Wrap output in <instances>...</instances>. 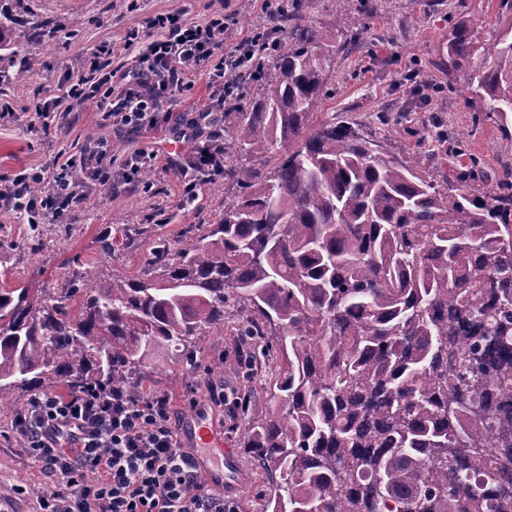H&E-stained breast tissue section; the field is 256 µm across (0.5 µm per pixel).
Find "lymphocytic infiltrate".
<instances>
[{"mask_svg":"<svg viewBox=\"0 0 512 512\" xmlns=\"http://www.w3.org/2000/svg\"><path fill=\"white\" fill-rule=\"evenodd\" d=\"M261 11L266 24L235 40L229 52L224 45L238 24L233 11L212 13L201 23L178 12L154 15L147 27L156 37L125 73L124 88L113 86L104 68L116 50H131L139 42L135 28L122 43L105 42L93 50L100 73L96 85L80 78L64 95L95 103L116 131L130 135L157 120L176 94L191 90L197 72H207L218 101L232 100L240 78L256 63L261 42L280 36L281 8L263 0ZM194 112L211 127L207 141L188 163L168 161L191 199L205 172L224 169L223 120L208 102ZM111 180L112 144L101 137L52 166L0 178V200L26 215L28 223L51 224L79 200L81 187ZM12 434L50 481L35 512H230L223 498L202 493L201 475L172 428L170 403L161 393L95 385L63 395L38 392Z\"/></svg>","mask_w":512,"mask_h":512,"instance_id":"1","label":"lymphocytic infiltrate"}]
</instances>
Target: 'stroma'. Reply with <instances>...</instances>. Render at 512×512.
Segmentation results:
<instances>
[{
	"label": "stroma",
	"mask_w": 512,
	"mask_h": 512,
	"mask_svg": "<svg viewBox=\"0 0 512 512\" xmlns=\"http://www.w3.org/2000/svg\"><path fill=\"white\" fill-rule=\"evenodd\" d=\"M374 11L364 15L351 10L347 28L336 24L332 0H298L295 10L302 25L335 35L336 60L328 73L331 92L321 111L353 122L360 133L378 141L388 155H405L417 134L434 139L438 129L467 136L469 152L480 158L488 182L512 171V139H504L496 118H478V103L466 102L461 89L466 70L448 72L436 54V46L448 34L453 20L465 21L478 35L486 52H493V29L498 21V0H369ZM232 6L238 28L248 32L260 22L258 0H9L17 20L18 57L30 58L32 69L20 71L9 61L0 62V175L39 168L52 162L60 150L100 137H110L117 162L137 151L155 152L157 164L149 179L129 188L123 181L84 188L80 201L53 224L31 229L19 215L0 201V272L32 288L55 287L61 272L92 268L101 276H128L143 272L156 240L170 241L196 233L199 225L214 223L224 212V200L235 188L223 176L198 183V198L184 204L183 183L176 170L166 168L167 157L189 160L197 140L206 139V128L196 138H181L179 129L190 119L193 101L209 92L206 76H197L194 87L179 96L169 115L133 136L113 134L103 112L93 104L63 99L68 76L88 75L86 52L103 42L121 41L132 28H144L147 17L182 12L185 19L204 21L211 12ZM39 15L55 23L54 32L34 40L26 21ZM428 76L429 86L404 81L408 71ZM60 99L62 133L46 140L31 128L35 105ZM138 231L130 246L105 258L99 238L116 226ZM238 353L229 332L204 337L198 368L180 359L148 373L144 387L167 394L172 424L183 433L192 404L206 408L224 436L225 447L234 449L240 467L236 489L206 484L208 493L223 497L234 512H262L261 472L241 445L242 426L227 406L205 397L207 383L244 393L260 388L262 372L251 385L235 374ZM223 371H216V364ZM15 411H0V485L26 484L28 495L20 500H0V512H34L37 498L47 489V478L18 442L6 438Z\"/></svg>",
	"instance_id": "obj_1"
}]
</instances>
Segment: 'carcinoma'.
I'll list each match as a JSON object with an SVG mask.
<instances>
[{
    "mask_svg": "<svg viewBox=\"0 0 512 512\" xmlns=\"http://www.w3.org/2000/svg\"><path fill=\"white\" fill-rule=\"evenodd\" d=\"M498 2L511 23L468 92L503 119L512 0ZM14 25L0 3V61L16 57ZM321 41L291 24L248 107L224 113L238 194L219 220L160 242L138 277L65 272L47 296L0 283V406L56 381L130 389L162 349L195 368L202 337L233 321L249 345L240 371L273 364L232 405L263 512H512V181L485 182L461 135L445 157L468 162L449 174L334 115L312 121L334 62ZM479 49L454 24L448 76ZM119 234L102 255L128 245Z\"/></svg>",
    "mask_w": 512,
    "mask_h": 512,
    "instance_id": "cac0c4a2",
    "label": "carcinoma"
}]
</instances>
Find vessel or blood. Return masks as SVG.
I'll use <instances>...</instances> for the list:
<instances>
[{
	"instance_id": "1",
	"label": "vessel or blood",
	"mask_w": 512,
	"mask_h": 512,
	"mask_svg": "<svg viewBox=\"0 0 512 512\" xmlns=\"http://www.w3.org/2000/svg\"><path fill=\"white\" fill-rule=\"evenodd\" d=\"M188 433L198 451L194 453L193 460L198 471L203 473L212 483L225 488L235 487L238 481V463L231 449L222 448L217 437L216 429L209 419L207 411L196 408L190 417ZM221 449L224 456L223 467H214L208 456L209 451Z\"/></svg>"
}]
</instances>
